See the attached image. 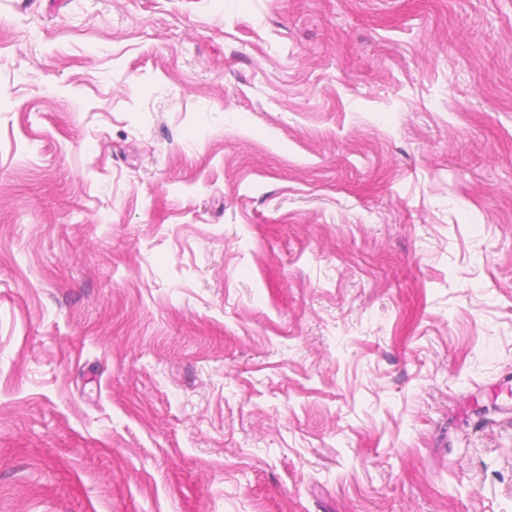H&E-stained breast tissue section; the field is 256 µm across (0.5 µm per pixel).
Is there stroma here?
Wrapping results in <instances>:
<instances>
[{
	"instance_id": "35a3bbf8",
	"label": "stroma",
	"mask_w": 512,
	"mask_h": 512,
	"mask_svg": "<svg viewBox=\"0 0 512 512\" xmlns=\"http://www.w3.org/2000/svg\"><path fill=\"white\" fill-rule=\"evenodd\" d=\"M0 512H512V0H0Z\"/></svg>"
}]
</instances>
